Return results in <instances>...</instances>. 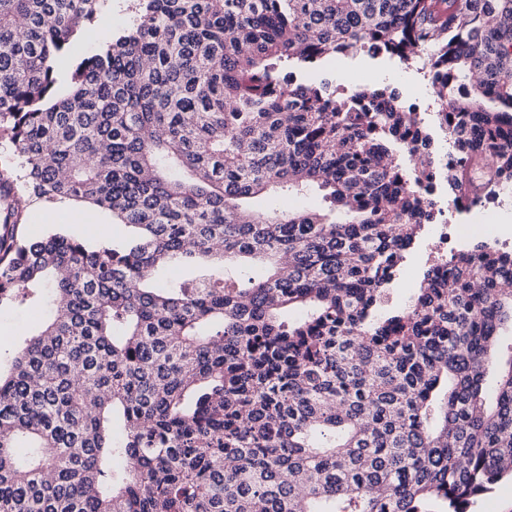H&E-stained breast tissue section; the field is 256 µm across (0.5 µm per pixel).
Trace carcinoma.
I'll list each match as a JSON object with an SVG mask.
<instances>
[{
	"mask_svg": "<svg viewBox=\"0 0 512 512\" xmlns=\"http://www.w3.org/2000/svg\"><path fill=\"white\" fill-rule=\"evenodd\" d=\"M106 2L0 0V307L49 306L0 371V512H467L512 480V252L389 308L425 228L415 107L299 76L417 66L512 180V0H134L72 57ZM309 187L324 208L245 205ZM59 203L135 234L28 235ZM112 3V14L106 10L107 28L112 33L119 32L128 27L131 23L129 6L133 4V0H112L108 2L106 9Z\"/></svg>",
	"mask_w": 512,
	"mask_h": 512,
	"instance_id": "carcinoma-1",
	"label": "carcinoma"
}]
</instances>
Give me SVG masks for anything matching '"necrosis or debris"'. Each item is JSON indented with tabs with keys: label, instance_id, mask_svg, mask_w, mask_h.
<instances>
[{
	"label": "necrosis or debris",
	"instance_id": "necrosis-or-debris-1",
	"mask_svg": "<svg viewBox=\"0 0 512 512\" xmlns=\"http://www.w3.org/2000/svg\"><path fill=\"white\" fill-rule=\"evenodd\" d=\"M416 118L417 130L407 135V142L436 157L434 169L419 182L421 192L432 203L435 222L417 254L425 266L444 274L449 253L462 252L488 215L512 208V184H506L491 165H477L453 152L448 144L449 113L422 107ZM451 168L468 173V186L449 190L446 176Z\"/></svg>",
	"mask_w": 512,
	"mask_h": 512
}]
</instances>
